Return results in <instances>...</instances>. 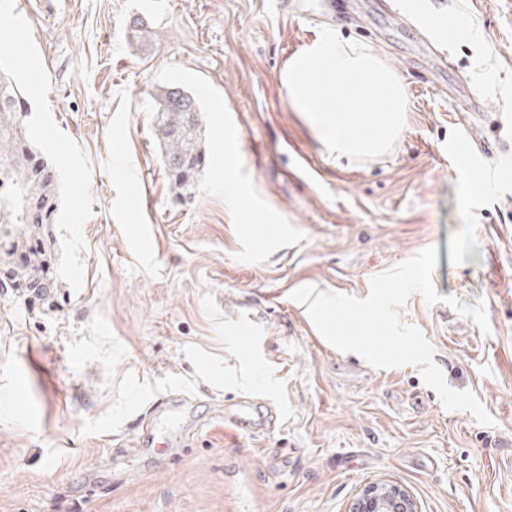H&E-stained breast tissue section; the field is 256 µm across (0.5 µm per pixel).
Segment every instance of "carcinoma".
Instances as JSON below:
<instances>
[{
    "mask_svg": "<svg viewBox=\"0 0 512 512\" xmlns=\"http://www.w3.org/2000/svg\"><path fill=\"white\" fill-rule=\"evenodd\" d=\"M156 137L173 184L191 187L205 160L203 109L180 82L154 93ZM27 105L21 87L0 69V233L18 224L23 240L0 250V267L10 270L26 288H58L51 250V224L60 198L57 163L40 152L24 118Z\"/></svg>",
    "mask_w": 512,
    "mask_h": 512,
    "instance_id": "cac0c4a2",
    "label": "carcinoma"
}]
</instances>
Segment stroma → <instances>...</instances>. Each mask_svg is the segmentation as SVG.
Here are the masks:
<instances>
[{
    "label": "stroma",
    "instance_id": "1",
    "mask_svg": "<svg viewBox=\"0 0 512 512\" xmlns=\"http://www.w3.org/2000/svg\"><path fill=\"white\" fill-rule=\"evenodd\" d=\"M446 3L433 72L373 0H0V68L60 169L62 282L45 300L0 284V512H348L373 483L418 512H512V0ZM138 21L156 44L134 41ZM326 26L404 83L380 157L336 159L288 101L282 72ZM169 81L204 110L185 192L154 134ZM429 246L459 305L416 293L397 313L492 425L445 409L418 366L339 351L290 298L366 297ZM480 302L486 333L460 312ZM173 387L193 435L127 453ZM245 395L276 406L275 428H225Z\"/></svg>",
    "mask_w": 512,
    "mask_h": 512
}]
</instances>
